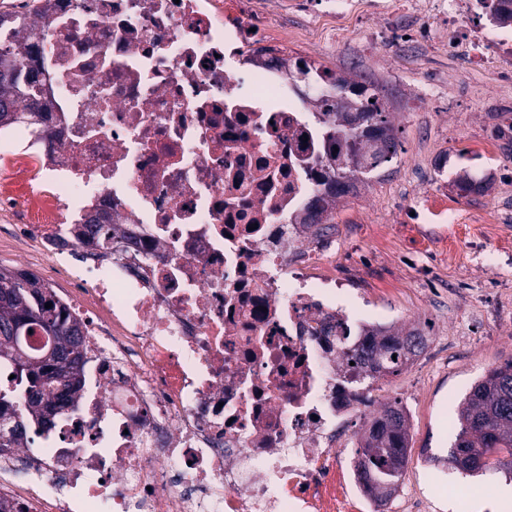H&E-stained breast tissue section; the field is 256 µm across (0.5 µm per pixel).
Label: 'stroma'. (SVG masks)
<instances>
[{
	"instance_id": "stroma-1",
	"label": "stroma",
	"mask_w": 512,
	"mask_h": 512,
	"mask_svg": "<svg viewBox=\"0 0 512 512\" xmlns=\"http://www.w3.org/2000/svg\"><path fill=\"white\" fill-rule=\"evenodd\" d=\"M404 2L325 0L319 11L284 7L271 19L292 32L290 50L314 49L319 63L375 86L400 143L391 163L337 205L332 247L338 278L382 301L386 323L428 338L385 381L386 401L410 416L399 491L426 512H512V479L441 461L457 433L445 400L459 402L512 360V59L470 60L438 5L419 14ZM423 26L425 43L411 37ZM481 142L492 152L472 154ZM457 484L477 492L459 500L448 492Z\"/></svg>"
}]
</instances>
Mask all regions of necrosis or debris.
Segmentation results:
<instances>
[{
    "label": "necrosis or debris",
    "instance_id": "1",
    "mask_svg": "<svg viewBox=\"0 0 512 512\" xmlns=\"http://www.w3.org/2000/svg\"><path fill=\"white\" fill-rule=\"evenodd\" d=\"M48 104L0 137V211L45 257L111 218L61 297L84 339L72 402L0 453L23 512H354L336 465L376 415L336 340L375 323L308 226L341 161L253 0H0Z\"/></svg>",
    "mask_w": 512,
    "mask_h": 512
}]
</instances>
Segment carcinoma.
I'll return each mask as SVG.
<instances>
[{"label": "carcinoma", "instance_id": "1", "mask_svg": "<svg viewBox=\"0 0 512 512\" xmlns=\"http://www.w3.org/2000/svg\"><path fill=\"white\" fill-rule=\"evenodd\" d=\"M488 20L496 25L512 23V0H478ZM12 75L0 77V125H9L10 113H17L16 101L27 100L26 114L31 118L44 107L32 94L38 75L11 65ZM346 101L319 98L316 106L324 115L336 117L329 131L331 140H341L346 147L345 161L368 179L398 152V141L389 113L385 112L378 92L363 87L358 111L341 122ZM363 137L382 140L384 149L370 157L362 153ZM84 239L112 237V225L98 224L89 217L82 226ZM38 277L17 268L0 266V409L10 414V436L0 448L24 441L25 419L40 415V408L50 410L72 400L81 385L80 366L84 358L81 329L68 320L58 306L52 289L39 302L30 300L28 281ZM51 308H45L46 303ZM22 319L30 320V330L50 336L56 344L51 355L27 346L26 335L14 333ZM414 332L399 329L379 330L358 344H346L344 356L352 377L369 379L374 374L396 375L412 361L418 346ZM459 431L448 451V464L474 473L491 467L512 474V360L487 372L463 398L456 411ZM409 448L408 418L398 403L386 405L379 416L360 432L357 470L368 494L377 502L388 498L398 488Z\"/></svg>", "mask_w": 512, "mask_h": 512}]
</instances>
